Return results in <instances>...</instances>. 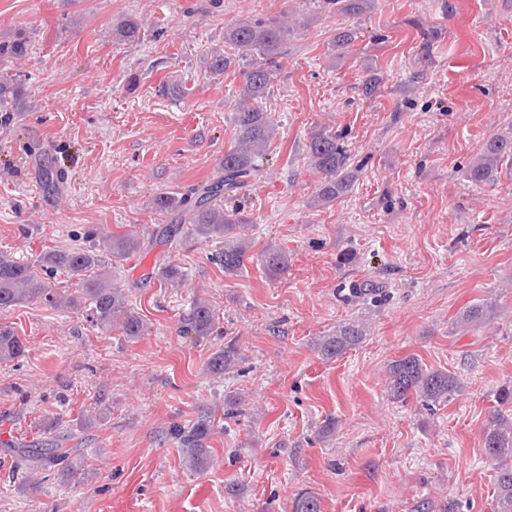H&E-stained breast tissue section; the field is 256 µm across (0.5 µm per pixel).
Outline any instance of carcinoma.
Masks as SVG:
<instances>
[{
  "label": "carcinoma",
  "instance_id": "cac0c4a2",
  "mask_svg": "<svg viewBox=\"0 0 512 512\" xmlns=\"http://www.w3.org/2000/svg\"><path fill=\"white\" fill-rule=\"evenodd\" d=\"M328 12L343 17H357L372 6L373 0H322ZM142 24L125 17L114 28L116 42L134 43L141 38ZM358 31L350 27H336L331 46L341 56L354 46ZM294 37V28L284 20L247 17L224 25V55L213 56L209 69L226 73L237 69L241 87L233 107L234 140L224 152L222 175L215 181L196 185L185 193H161L151 202V209L170 217L163 236L168 252L178 250L184 240L197 237L217 243L210 261L233 276L246 264H257L271 275L288 271V252L275 244H267L252 252L253 241L247 228L253 220L232 206L246 190L250 178L258 171L276 135L271 114L264 109L284 68L288 42ZM32 51L28 40L19 35L14 40L0 42V57H25ZM383 79L366 67L362 93L370 98L381 92ZM15 110L25 107L19 76L0 72V108ZM309 167L321 175L314 196V205L326 206L350 192L358 179V170L351 167L349 154L340 137L320 126L311 131L307 145ZM512 161V136L493 134L469 161L464 177L475 187L493 186L500 180L504 161ZM83 244L69 249H51L41 253L33 262H23L9 251H0V309L22 303L45 300L53 305L85 313L87 321L102 333L117 329L128 340L145 335L148 324L130 307L123 289L112 284V268L138 254L141 237L131 231L102 234L89 227L82 233ZM71 282V291L62 294L57 276ZM149 277L164 286H175L185 280L186 273L170 255L156 260ZM496 316V305L482 299L460 311L455 328L466 333L488 325ZM216 326V313L204 298L197 297L181 318V332L185 336L205 338ZM367 336L366 323L349 321L336 330L318 337L315 346L326 361L340 358L358 346ZM26 345L14 330L0 325V361L11 362L25 355ZM238 350L229 344L211 354L205 369L208 375L221 379L224 372L234 368ZM387 391L391 400L407 402L414 398L426 410H433L461 391L460 377L447 370L428 367L416 355H408L390 362L387 368ZM498 407L493 411L484 430V450L493 462L494 512H512V389L498 396ZM214 433L211 409L198 410L194 422L179 428L174 439L179 448L183 466L190 471L203 472L212 460L210 441ZM21 461L35 473L53 471L65 481L79 480L83 475L85 459L74 448H66L56 440L51 443L24 445L19 449ZM291 512H321L320 501L312 492L297 495Z\"/></svg>",
  "mask_w": 512,
  "mask_h": 512
}]
</instances>
